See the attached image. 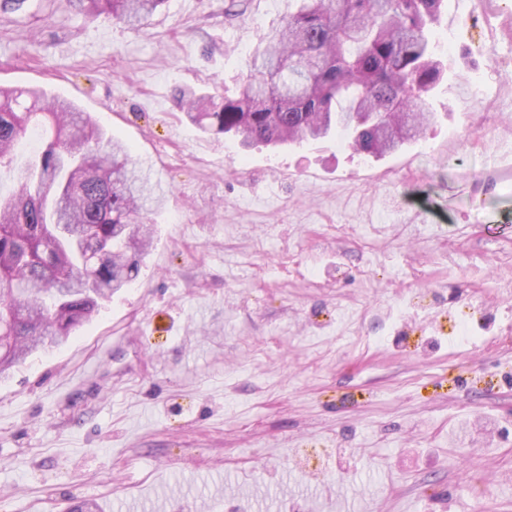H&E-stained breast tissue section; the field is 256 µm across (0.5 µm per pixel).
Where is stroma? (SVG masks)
Listing matches in <instances>:
<instances>
[{
  "instance_id": "35a3bbf8",
  "label": "stroma",
  "mask_w": 512,
  "mask_h": 512,
  "mask_svg": "<svg viewBox=\"0 0 512 512\" xmlns=\"http://www.w3.org/2000/svg\"><path fill=\"white\" fill-rule=\"evenodd\" d=\"M30 3L0 85L89 113L167 199L137 279L0 379V512H512V0H444L436 122L381 157L185 117L292 0L137 30Z\"/></svg>"
}]
</instances>
